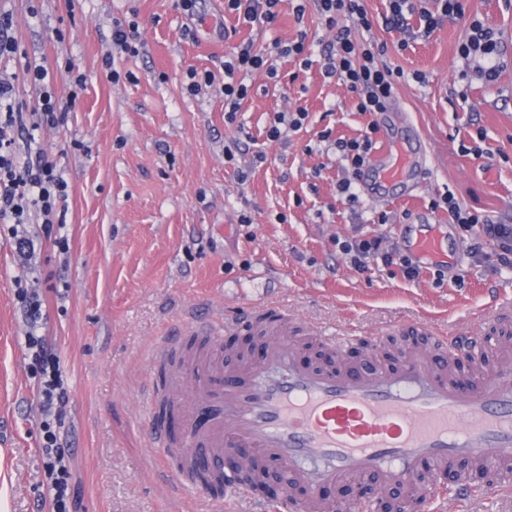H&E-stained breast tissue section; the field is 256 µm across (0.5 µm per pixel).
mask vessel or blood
<instances>
[{"label": "vessel or blood", "instance_id": "b4317fda", "mask_svg": "<svg viewBox=\"0 0 512 512\" xmlns=\"http://www.w3.org/2000/svg\"><path fill=\"white\" fill-rule=\"evenodd\" d=\"M379 178L400 182L416 163L409 151L372 157ZM224 323L196 325L205 344L188 354L167 378L171 395L193 385L202 409L156 424L152 444L160 458L187 453L208 469L223 468L227 453L237 464L224 470V489L244 498L248 461L263 455L292 464L305 501L293 489L264 512H302L320 500L324 485L344 476L373 477L387 489L419 485L413 512L446 492L442 480L455 467L459 501L502 490L493 475L512 458V356L493 360L488 332L445 338L439 356L412 353L390 369L367 360L353 368L302 365L288 337L277 334L261 358L244 371L224 368ZM479 380L469 388L455 381L462 361Z\"/></svg>", "mask_w": 512, "mask_h": 512}]
</instances>
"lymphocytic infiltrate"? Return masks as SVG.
I'll use <instances>...</instances> for the list:
<instances>
[{
    "label": "lymphocytic infiltrate",
    "instance_id": "f902f5d3",
    "mask_svg": "<svg viewBox=\"0 0 512 512\" xmlns=\"http://www.w3.org/2000/svg\"><path fill=\"white\" fill-rule=\"evenodd\" d=\"M321 24L331 31L332 38L326 44L325 73L337 78L349 90L358 112L376 115L385 111L391 99L395 81L403 77L402 69L381 62V47L370 39H357L353 25L371 30L364 0H315ZM465 12L464 0H436L435 10L419 8L417 0H390V12L385 18L387 27L404 29L410 17L423 21L424 35H431L443 18L460 16ZM462 56L478 54L487 59L488 65L481 74L492 83L499 77L497 41L493 29L481 21H473L471 36L461 44ZM291 56L306 60L304 40L287 44L274 42L271 53L255 49L247 42L236 47L224 58V118L234 123L242 102L248 97L250 87L245 77L255 71L265 72L269 78H277L278 71L269 61L270 55ZM24 53L12 32L9 15L0 14V61H19L17 81L0 80V223L7 225L9 234L15 235L19 249L30 248L29 238L19 235L18 228L25 224L30 213L42 216V228L47 238L56 244L67 245L66 201L68 183L57 163L43 150H36L34 157H20L15 148V133L26 123L57 126L63 124L66 111L55 90L56 78L46 67L25 62ZM26 84L35 94L33 101L21 99L18 86ZM376 124H369L366 134L355 139L333 138L331 130H323L321 140L332 141L353 176L360 175L375 146L372 139ZM442 203L452 223L464 231L481 228V236L475 237L470 251L480 256L485 239L498 244L495 253L496 268L512 269V225L494 223L488 216L469 210L454 195L444 196ZM378 239H360L344 244L343 251L356 269H364L369 256L382 254L385 264L396 265L407 277H414L416 269L410 259L398 249L384 252ZM17 301L23 308L28 323L25 342L32 352L30 375L37 390L41 411L42 467L47 487L49 512H79L81 490L76 482L66 454L62 438L68 432L66 423L69 403L68 389L64 380L61 359L42 330V302L34 291L25 285L16 289Z\"/></svg>",
    "mask_w": 512,
    "mask_h": 512
}]
</instances>
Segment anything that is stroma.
Segmentation results:
<instances>
[{
  "label": "stroma",
  "instance_id": "35a3bbf8",
  "mask_svg": "<svg viewBox=\"0 0 512 512\" xmlns=\"http://www.w3.org/2000/svg\"><path fill=\"white\" fill-rule=\"evenodd\" d=\"M371 35L384 62L404 76L385 112L359 114L337 79L323 75L322 27L313 0L296 19L295 0H280L268 30H256L224 11V0H0L30 58L51 69L73 65L82 89L67 77L60 97L77 93L66 123L26 128L19 149L43 148L65 171L68 251L42 236L31 216L35 250L21 256L0 235V512H38L44 493L40 410L30 376L26 324L15 278L40 289L45 332L59 354L68 384L73 471L81 512H241L217 509L207 494L177 491L148 442L145 380L154 374L149 353L161 337L256 305L274 308L312 365L315 329L350 337L353 358L377 348L439 353L437 337L488 327V314L512 305V269H494L497 244L483 257L469 235L449 223L433 200L453 192L460 203L512 224V0H472L469 15L444 22L430 37L411 17L407 30L385 27L389 0H365ZM495 28L502 42L495 84L467 74L459 46L471 13ZM135 16L142 48L131 57L112 43L114 20ZM63 30L57 40L55 30ZM305 37L310 66L274 57L278 80L257 72L236 124L224 121V55L241 43L263 47ZM112 55L122 72L112 82L102 65ZM210 71L212 86L190 95L189 69ZM304 107L300 131L272 141L276 113ZM394 134L416 131L430 164L409 182L408 193L371 197L357 186L358 202L338 200L337 183L349 172L324 128L356 138L370 121ZM484 131L491 154L463 155L460 145ZM239 140L235 163L224 147ZM264 153L256 163V153ZM252 221H238L241 212ZM386 223H379V215ZM439 225L449 263L422 265L414 278L371 257L365 271L351 266L345 242L403 241Z\"/></svg>",
  "mask_w": 512,
  "mask_h": 512
}]
</instances>
